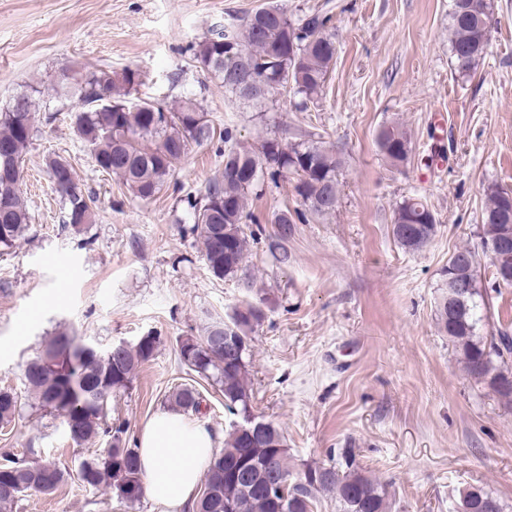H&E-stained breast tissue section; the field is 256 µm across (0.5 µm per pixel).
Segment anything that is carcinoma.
<instances>
[{"label": "carcinoma", "instance_id": "1", "mask_svg": "<svg viewBox=\"0 0 512 512\" xmlns=\"http://www.w3.org/2000/svg\"><path fill=\"white\" fill-rule=\"evenodd\" d=\"M494 0H453L450 15V46L456 68L462 75L473 72L484 59L490 40ZM333 16L308 12L293 17L288 9L272 0L249 15L231 17L224 27L211 31L194 46V58L220 80L232 96L250 101L241 81L252 68L259 83L268 90L292 94L297 112H306L317 102L336 61ZM140 83L139 73L126 68L117 74L103 69L83 72L61 69L53 85L68 90L78 99L74 115L79 138L93 146L95 165L115 174L132 194L144 201L153 199L167 184L189 148L213 139L215 127L195 99L185 97L167 105L133 96ZM42 90L32 86L0 109V253L7 254L28 230L30 215L20 184L23 163L35 133L30 116L39 109L36 96ZM379 152L387 164L405 165L412 153L409 132L399 123L385 124L376 136ZM53 183L64 203V225L77 228L94 216V198L75 180L71 165L61 158L47 163ZM343 160L320 137L300 133L283 144L278 138L265 140L258 151L230 148L224 151V172L211 181L200 200L190 203L194 210L192 232L199 234L206 264L218 279L244 271L250 244L258 240L259 224L249 206L264 190L265 183L278 185L288 176L301 208L272 214L269 223L280 226L268 242L271 256L288 262L286 226L305 223L313 217L336 212L339 202V176ZM512 188L491 184L484 189L482 244L501 237L502 227L512 224V212L503 215L502 201ZM392 231L398 244L408 251H419L436 236L438 220L427 204L409 197L396 208ZM479 289L456 303L453 322H448V294L437 301L436 317L448 333L468 377L489 384L506 408H512V389L496 384L504 370L512 371V336L506 331L481 336L478 326L484 319ZM265 299L236 309L226 322L206 327L198 339L200 348L190 354L178 342V357L188 369L212 379L224 395V407L242 417L252 414L250 358L252 334L265 318ZM213 336H231L242 344L230 356L202 348ZM74 337L60 333L25 366L23 377L38 405L59 417L67 439L80 447L96 438L106 440L101 455L83 459L78 474L93 489L109 488L129 503L140 501L144 478L138 450L126 446L123 424L112 422V395L130 387L143 364L153 359L161 339L148 333L127 345L123 356L114 357L105 349L87 354L73 366L67 348ZM169 402L185 414L200 410V393L191 384L176 387ZM17 393L0 389V424H8L18 413ZM265 430L251 440L237 427L227 431L224 448L215 454L205 471L211 479V494L192 504V512H314L319 496L336 493L341 512H391L393 501L389 483L366 474L354 448H343L328 463L307 464L295 473L288 459V448L280 430L264 422ZM250 473L258 489L248 492L234 478V469ZM290 481L288 497L268 489L271 472ZM68 473L59 466L15 454L0 458V512L12 507L28 493L50 494L66 482ZM473 487L460 493L461 512H504L501 500L479 495Z\"/></svg>", "mask_w": 512, "mask_h": 512}]
</instances>
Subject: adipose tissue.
<instances>
[{
    "instance_id": "obj_1",
    "label": "adipose tissue",
    "mask_w": 512,
    "mask_h": 512,
    "mask_svg": "<svg viewBox=\"0 0 512 512\" xmlns=\"http://www.w3.org/2000/svg\"><path fill=\"white\" fill-rule=\"evenodd\" d=\"M138 448L147 496L160 512H182L215 452V437L183 413L163 410L142 427Z\"/></svg>"
}]
</instances>
